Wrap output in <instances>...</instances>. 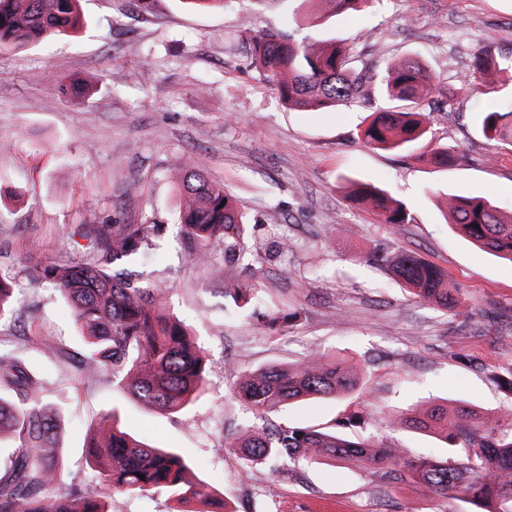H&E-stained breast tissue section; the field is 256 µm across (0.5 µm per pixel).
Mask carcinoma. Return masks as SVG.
<instances>
[{
	"instance_id": "cac0c4a2",
	"label": "carcinoma",
	"mask_w": 512,
	"mask_h": 512,
	"mask_svg": "<svg viewBox=\"0 0 512 512\" xmlns=\"http://www.w3.org/2000/svg\"><path fill=\"white\" fill-rule=\"evenodd\" d=\"M80 2L0 0V49L82 27ZM253 63L289 108L330 109L361 96L355 58L336 40L296 41L289 34L263 32L253 37ZM491 69L512 75V65L499 64L488 51L474 54L467 81L471 93H484L481 80ZM379 88L389 106L362 130L364 144L408 151L428 140L429 128L414 111V104L438 88L428 67L416 57L393 64ZM473 123L488 140L511 141L512 101L478 108ZM176 184L184 200L179 219L186 259L204 263L211 258V247L220 242L224 255H236L247 231L236 201L208 179L193 157ZM356 195L369 203L381 223L408 222L405 205L386 191L359 183ZM447 214L449 223L477 245L512 262V215L484 197L455 194L448 195ZM157 231L156 224H104L93 235V260L44 265L34 270V277L53 288L70 310L85 350L76 367L80 380L93 383L105 375L135 402L169 415L187 409L203 393L207 355L168 310L156 281L140 282L111 268L117 260L142 254ZM386 262L411 295L448 307L451 288L439 268L402 252L386 257ZM14 282L12 273L0 271V318L15 312ZM358 380L355 366L322 353L295 365L269 364L243 373L234 395L261 417L290 402L340 397ZM46 384L44 373L30 364L24 351L0 346V437L7 435L16 443V451L3 462L7 476L0 477V512H111L110 499L116 493H161L181 505L175 512H231L224 495L198 481L182 455L138 441L118 426L113 411L102 415L85 449L87 463L101 476L102 489H68L59 446L61 418L46 409ZM395 424L434 434L451 448L469 449V454L456 464L409 460L399 449L368 439L268 422L241 427L225 447L273 472L296 457L339 462L383 470L433 496L460 494L486 512H512V433L498 431L499 419L464 405L437 404L419 416L398 417Z\"/></svg>"
}]
</instances>
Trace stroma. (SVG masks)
<instances>
[{"mask_svg":"<svg viewBox=\"0 0 512 512\" xmlns=\"http://www.w3.org/2000/svg\"><path fill=\"white\" fill-rule=\"evenodd\" d=\"M86 28L49 45L0 52V270L16 272V315L0 320V343L41 344L28 356L65 396V482L97 488L84 460L88 427L117 410L140 441L176 449L198 480L223 492L234 512H479L472 502L432 498L382 471L297 460L273 477L226 448L247 420L225 365L254 370L313 352L355 364L359 385L340 398L279 409L273 421L336 429L350 413L370 438L406 456L461 461L466 450L393 426L396 416L451 402L484 415L512 410L499 377L512 368V263L445 221L447 194L487 196L512 211V144L489 141L471 122L480 105L512 97V81L489 75L481 99L463 89L476 51L512 60V0H370L334 15L325 0H224L212 10L187 0H82ZM321 26H310L314 14ZM273 30L336 38L368 73L416 57L435 74L450 107L419 108L431 138L414 151L366 146L360 133L385 108L379 90L331 111H293L251 59V39ZM87 85V97L62 92ZM448 147V166L431 164ZM204 165L246 213L245 257L223 246L207 265L187 263L173 180L187 156ZM374 184L407 205L408 223H378L354 203L351 182ZM156 224L155 248L127 267L164 275L173 312L195 326L209 353V383L190 409L158 415L110 380L79 381L81 340L61 298L32 279L33 267L90 257L102 224ZM288 239L287 252L275 246ZM404 251L448 273L457 306L414 298L385 259ZM251 289L234 305L224 291ZM294 312L284 326L267 318ZM274 494H266L268 484Z\"/></svg>","mask_w":512,"mask_h":512,"instance_id":"stroma-1","label":"stroma"}]
</instances>
